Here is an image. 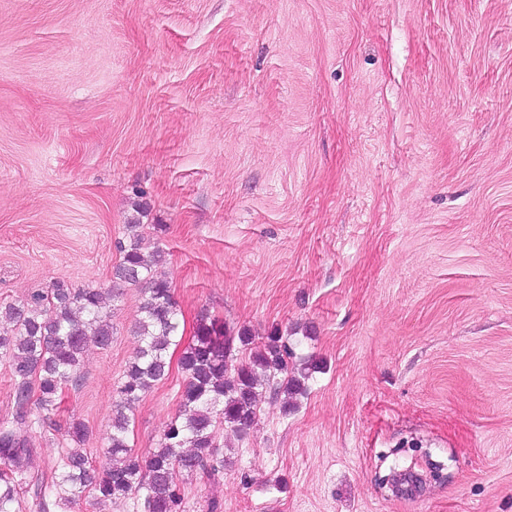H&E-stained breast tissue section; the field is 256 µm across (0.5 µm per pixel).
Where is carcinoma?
Returning <instances> with one entry per match:
<instances>
[{
  "mask_svg": "<svg viewBox=\"0 0 512 512\" xmlns=\"http://www.w3.org/2000/svg\"><path fill=\"white\" fill-rule=\"evenodd\" d=\"M136 209L137 216L126 224L128 241L117 242L120 258L112 279L143 290L141 317L134 327L141 346L114 389L107 459L102 466L91 467L81 448L87 428L79 421L70 423L69 436L77 447L63 453L52 482L37 485L40 512H48L53 497L73 504L87 491L103 501L132 496L143 512H183L178 474L200 472L210 477L224 468L216 455L220 427L237 433L249 430L257 419V399L264 387L284 396L285 411L291 399L306 391L303 379L288 375L289 349L283 337L267 336L255 350L247 330L234 337L224 322L203 316L178 361L185 376L179 413L147 458L132 450L128 411L168 377V351L180 329L171 285L153 272L161 251L150 259L143 252L139 215L146 212V204L138 203ZM109 292V288H73L58 280L34 293L29 302L5 309L10 326L0 327V358L13 377L16 412L13 420L0 423V512H15L17 476L26 471L33 455L27 433L53 426L51 415L77 378L88 342L101 347L112 342Z\"/></svg>",
  "mask_w": 512,
  "mask_h": 512,
  "instance_id": "cac0c4a2",
  "label": "carcinoma"
}]
</instances>
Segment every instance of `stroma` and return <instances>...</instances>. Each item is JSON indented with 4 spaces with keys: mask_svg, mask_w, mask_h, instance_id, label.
Instances as JSON below:
<instances>
[{
    "mask_svg": "<svg viewBox=\"0 0 512 512\" xmlns=\"http://www.w3.org/2000/svg\"><path fill=\"white\" fill-rule=\"evenodd\" d=\"M140 201L183 341L208 315L315 363L220 432L223 472L180 473L184 512H512V0H0V307L109 286ZM141 302L30 476L74 420L102 460ZM183 387L137 404L136 453ZM424 453L441 478L392 495Z\"/></svg>",
    "mask_w": 512,
    "mask_h": 512,
    "instance_id": "obj_1",
    "label": "stroma"
}]
</instances>
